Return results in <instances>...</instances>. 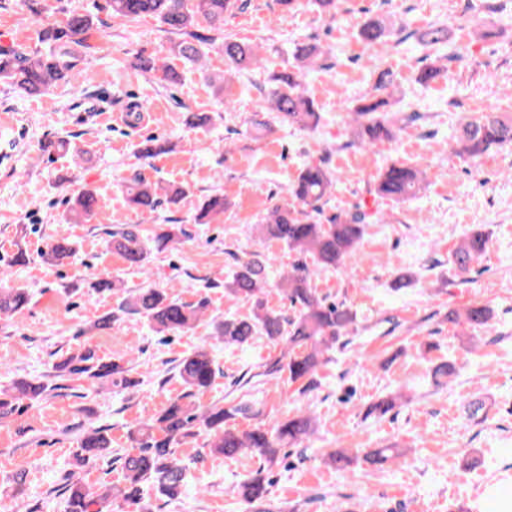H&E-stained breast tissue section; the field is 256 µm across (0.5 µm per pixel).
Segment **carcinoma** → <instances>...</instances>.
<instances>
[{
	"instance_id": "cac0c4a2",
	"label": "carcinoma",
	"mask_w": 512,
	"mask_h": 512,
	"mask_svg": "<svg viewBox=\"0 0 512 512\" xmlns=\"http://www.w3.org/2000/svg\"><path fill=\"white\" fill-rule=\"evenodd\" d=\"M112 14L136 20L152 16L168 27V31L184 35L175 46V53L185 62L196 64L204 52L195 43L194 33L188 31L203 18L213 25L224 22V12L235 6V0H109ZM93 19L78 11L65 13V18L39 32L47 51L30 55L16 46H0V80H6L29 94L40 95L53 85L74 81L79 74L82 58L76 49L86 45L93 30ZM360 36L369 45L382 44L389 36L386 26L379 21L366 23ZM426 46L439 49L447 42L446 29L432 25L423 34ZM224 82L246 70L263 67L256 46L223 37ZM322 55L316 45L301 47L294 53L296 65L286 71L272 72L260 84L265 111L272 119L295 125L301 129L318 126L321 113L315 100L306 92L303 70ZM446 62L431 64L418 74L422 85H429L448 77L451 64L462 56L451 53ZM137 68L150 73L161 84L180 81L177 69L164 61L151 57H138ZM392 74H379L376 94L359 99L351 112L352 144L368 148L395 139L397 118L387 111L392 95ZM458 152L478 158L492 149L512 146V116L498 112H480L469 116L456 136ZM169 151L166 143L149 137L142 141L137 153L144 159L155 158ZM425 172L405 164H392L380 174L375 192L395 201H406L417 195ZM336 182L326 161L307 163L289 189V194L301 208L286 203L273 206L257 225L260 240L284 243L296 253V260L280 275L278 286L286 294L293 315H286L268 304L266 286L267 268L271 258L261 251L252 252L238 263L231 279L224 288L236 298L249 304L250 312L244 317L227 316L213 322V336L226 346H244L257 336L264 337L273 346H282L280 356L265 365L264 375L275 379L287 377L290 384H301L305 391L324 363V354L333 347L345 348L350 332L356 329L357 315L345 302H336L321 294L314 284L320 269H336L358 248L363 235L364 216L351 213L343 217L323 219V201ZM168 188L134 180L127 192L128 206L141 213H152L162 203ZM97 196L92 190H83L75 198L70 210L71 220L81 224L90 220L97 211ZM228 203L224 195L209 196L202 203L197 221L208 224L224 214ZM186 236L180 224H162L150 238L140 234L133 224H127L111 233L108 246L119 253L131 266L147 270L152 251L161 252L179 243ZM491 230L484 226L464 235L453 252L454 263L460 272L469 271L470 265L487 249ZM75 249L66 239H57L40 254L43 263L59 266L74 258ZM30 302L24 288L0 289V316L9 317L21 311ZM207 303L187 304L168 297L154 289L135 291L125 297L117 310L99 317L89 330L98 333L112 329L113 323L124 314L132 313L146 319L152 329L160 334L188 332L203 320ZM492 309L479 301L463 310L448 309V323L469 330L487 331L491 328ZM178 376L189 398L209 390L217 377L218 367L208 343L204 342L183 357L177 365ZM127 369L115 362H105L91 348L67 353L51 366V371L12 381L0 388V417L22 414L40 406L58 389L53 381L84 380L93 385L122 387L133 386L125 376ZM182 397V398H184ZM178 397L156 416L139 421L130 431L132 445L119 457L125 472V485L104 484L93 491L75 480L65 487L66 512H112L118 500L130 512H148L143 503L144 487L155 486L168 498L179 497L185 486L187 468L175 457V448L185 439L202 430L208 437L210 452L228 458L244 451L259 454L269 464L278 459L281 446L300 443L315 432V420L306 412L279 423L272 430L255 427L247 432H236L224 423L238 414L247 413L242 405L224 407L213 404L199 412ZM397 406L394 397L371 403L367 414L383 417ZM110 447V439L99 427L86 429L77 441L75 457L79 465L96 462L103 451ZM403 456L398 448H375L357 454L334 451L326 455V462L344 474L352 463L362 460L370 465L382 466ZM271 484L262 472L241 485L242 498L250 503H263L269 495Z\"/></svg>"
}]
</instances>
